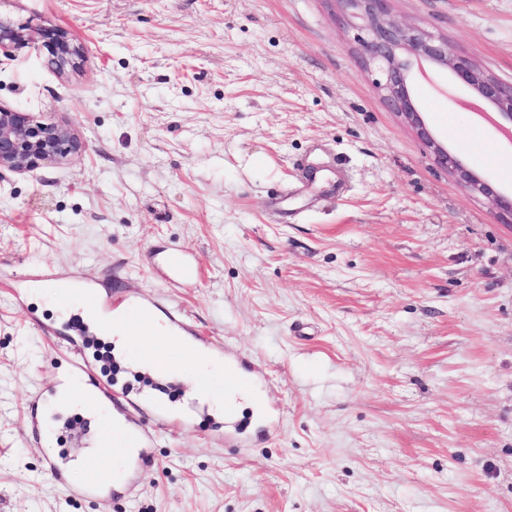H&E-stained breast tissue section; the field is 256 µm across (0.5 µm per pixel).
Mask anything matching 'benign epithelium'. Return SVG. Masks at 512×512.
I'll list each match as a JSON object with an SVG mask.
<instances>
[{"label": "benign epithelium", "instance_id": "obj_1", "mask_svg": "<svg viewBox=\"0 0 512 512\" xmlns=\"http://www.w3.org/2000/svg\"><path fill=\"white\" fill-rule=\"evenodd\" d=\"M341 12L359 19L367 31L361 41V58L366 69L382 76L379 86L388 104L416 131L432 150L437 162L452 174L470 194L487 200L495 215L512 221V194L476 174L433 135L414 98L413 82L418 70L429 67L448 73V80L465 88L496 115L502 129L512 131V84H503L470 58L448 52V42L418 26L404 25L391 17L390 0H336ZM49 61L65 73L84 54V46L62 29L42 32ZM24 27L0 17V51L29 44ZM83 150L75 127L67 122L40 120L0 104V170L28 172L49 161L66 159Z\"/></svg>", "mask_w": 512, "mask_h": 512}]
</instances>
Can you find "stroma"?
<instances>
[{"label": "stroma", "mask_w": 512, "mask_h": 512, "mask_svg": "<svg viewBox=\"0 0 512 512\" xmlns=\"http://www.w3.org/2000/svg\"><path fill=\"white\" fill-rule=\"evenodd\" d=\"M512 84V0H391ZM335 0H0L85 46L59 75L36 44L0 56V103L71 123L81 155L0 172V512H512V225L466 192L387 104ZM434 135L512 189V150L429 70ZM198 262L173 283L160 253ZM72 270L153 295L239 354L265 414L154 421L140 486L74 497L29 448L27 403L93 348L36 327L69 311L2 281Z\"/></svg>", "instance_id": "obj_1"}]
</instances>
